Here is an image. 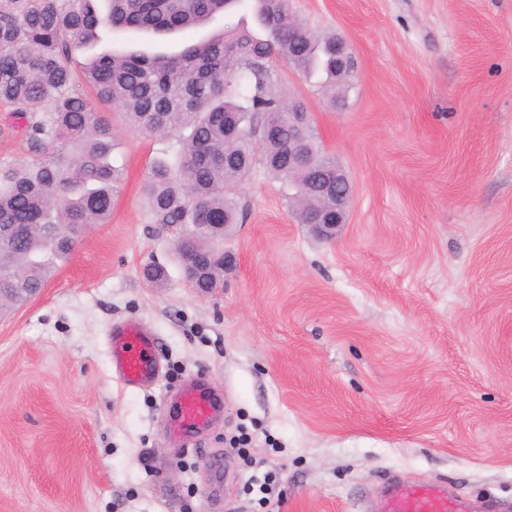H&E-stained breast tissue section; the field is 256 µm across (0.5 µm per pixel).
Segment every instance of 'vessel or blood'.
Instances as JSON below:
<instances>
[{"mask_svg":"<svg viewBox=\"0 0 512 512\" xmlns=\"http://www.w3.org/2000/svg\"><path fill=\"white\" fill-rule=\"evenodd\" d=\"M110 359L119 379L128 387L150 384L158 372L157 344L152 332L133 323L116 325L109 330ZM173 427L198 431L223 417L222 402L211 397L199 384L180 390ZM383 512H471L465 501L449 502L442 488L434 484L391 486L381 500Z\"/></svg>","mask_w":512,"mask_h":512,"instance_id":"1","label":"vessel or blood"}]
</instances>
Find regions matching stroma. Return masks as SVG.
<instances>
[{"label":"stroma","instance_id":"obj_1","mask_svg":"<svg viewBox=\"0 0 512 512\" xmlns=\"http://www.w3.org/2000/svg\"><path fill=\"white\" fill-rule=\"evenodd\" d=\"M290 6L355 57L338 107L273 67L350 177L345 226L320 240L256 167L224 285L194 292L179 227L141 195L157 142L77 80L124 181L41 293L0 310V512H378L389 478L512 512V0ZM242 18L115 31L72 56L174 54ZM127 321L158 343L144 389L112 370L108 332ZM198 378L224 418L172 434V401Z\"/></svg>","mask_w":512,"mask_h":512}]
</instances>
